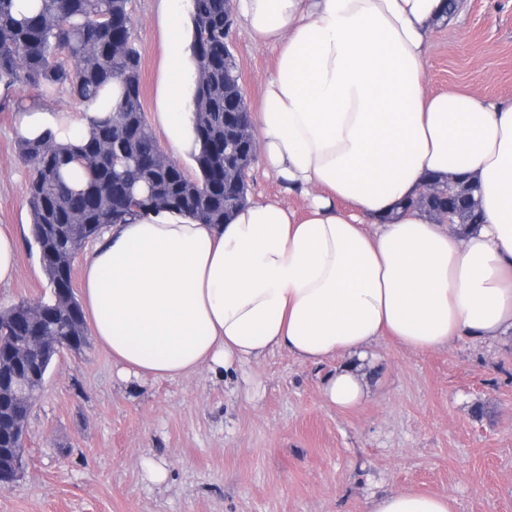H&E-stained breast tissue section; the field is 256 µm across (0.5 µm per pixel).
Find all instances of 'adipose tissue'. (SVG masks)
<instances>
[{
	"instance_id": "adipose-tissue-1",
	"label": "adipose tissue",
	"mask_w": 512,
	"mask_h": 512,
	"mask_svg": "<svg viewBox=\"0 0 512 512\" xmlns=\"http://www.w3.org/2000/svg\"><path fill=\"white\" fill-rule=\"evenodd\" d=\"M160 0L166 52L153 120L175 155L197 149L186 78L190 30ZM446 0H234L269 49L260 157L295 209L253 201L227 224L148 212L105 228L81 261L82 306L119 377L144 383L207 369L222 380L268 353L335 361L322 394L368 395L359 364L380 340L428 353L512 334V101L428 93L427 46ZM113 89L77 111L30 107L16 136L76 140ZM477 188L482 222L452 229L410 208L430 177ZM367 512H452L407 489Z\"/></svg>"
}]
</instances>
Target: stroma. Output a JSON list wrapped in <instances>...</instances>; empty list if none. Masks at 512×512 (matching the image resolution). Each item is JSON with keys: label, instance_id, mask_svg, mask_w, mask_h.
Returning a JSON list of instances; mask_svg holds the SVG:
<instances>
[{"label": "stroma", "instance_id": "obj_1", "mask_svg": "<svg viewBox=\"0 0 512 512\" xmlns=\"http://www.w3.org/2000/svg\"><path fill=\"white\" fill-rule=\"evenodd\" d=\"M158 0H132L145 111L163 46ZM231 48L250 112H258L269 50L235 26ZM429 91L454 88L512 101V0H467L438 26ZM0 89V227L30 223L29 172L18 160L15 101ZM0 286V309L50 295L33 242ZM366 374L371 395L342 410L324 399L320 368L269 353L224 384L207 371L132 384L96 343L62 351L27 420L25 468L0 490V512H366L371 497L445 492L454 512H512V335L417 354L383 340ZM165 464L163 485L144 460Z\"/></svg>", "mask_w": 512, "mask_h": 512}]
</instances>
